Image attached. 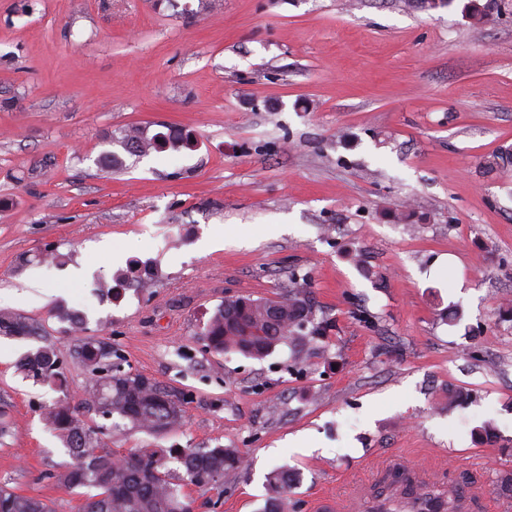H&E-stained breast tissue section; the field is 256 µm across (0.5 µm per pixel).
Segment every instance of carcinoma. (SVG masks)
<instances>
[{
	"label": "carcinoma",
	"mask_w": 512,
	"mask_h": 512,
	"mask_svg": "<svg viewBox=\"0 0 512 512\" xmlns=\"http://www.w3.org/2000/svg\"><path fill=\"white\" fill-rule=\"evenodd\" d=\"M113 142L128 153L145 154L152 149L178 151L188 145V137L175 129L150 136L146 128L131 126ZM317 312L309 292L299 288L275 299L231 297L214 310L202 340L211 352L221 355L262 359L281 344L293 346L300 354L306 344L326 336L329 324L317 318ZM34 333V325L26 318L0 312V335L28 339ZM75 355L91 383L78 404L63 399L46 406L43 421L72 458L70 467L55 475L57 483L68 491L96 489L82 512H195V500L185 486L217 483L244 467L242 453L222 446L140 448L116 454L107 441L111 429L125 427L163 438L182 426L183 403L158 382L141 388L142 374L125 369L117 351L91 337L78 338ZM18 368L37 384L62 386L60 360L52 345L23 353ZM90 413L112 421V427L87 421ZM169 458L184 469L179 483L164 471ZM294 480L286 466L270 475L271 499L263 512H288ZM0 512H52V508L37 495H18L1 487Z\"/></svg>",
	"instance_id": "cac0c4a2"
}]
</instances>
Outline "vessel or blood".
<instances>
[{"label":"vessel or blood","instance_id":"b4317fda","mask_svg":"<svg viewBox=\"0 0 512 512\" xmlns=\"http://www.w3.org/2000/svg\"><path fill=\"white\" fill-rule=\"evenodd\" d=\"M381 471L397 478L395 492L381 496L363 485L348 500L329 501L328 512H486V496L480 486L435 491L430 497L426 491L434 486L432 470L398 458L385 463Z\"/></svg>","mask_w":512,"mask_h":512}]
</instances>
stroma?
<instances>
[{
	"mask_svg": "<svg viewBox=\"0 0 512 512\" xmlns=\"http://www.w3.org/2000/svg\"><path fill=\"white\" fill-rule=\"evenodd\" d=\"M0 0V486L54 512L71 458L41 418L57 399L15 368L55 345L69 401L89 383L77 337L184 401L185 425L136 448L240 449L248 463L193 488L196 512H261L266 476H298L300 512L345 499L380 463H437L512 512V12L471 0ZM131 125L196 145L99 156ZM148 269L146 287L127 281ZM309 274L332 343L294 364L214 355L200 333L225 298L273 297ZM36 282L37 300L23 293ZM469 400L449 404L448 391ZM36 328L26 318L0 312V335L15 339H28L34 335Z\"/></svg>",
	"mask_w": 512,
	"mask_h": 512,
	"instance_id": "obj_1",
	"label": "stroma"
}]
</instances>
